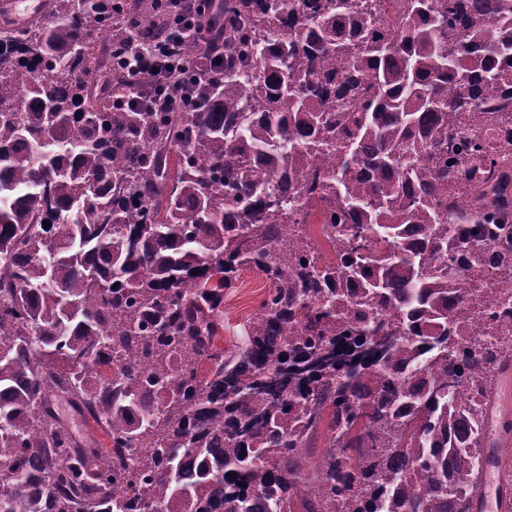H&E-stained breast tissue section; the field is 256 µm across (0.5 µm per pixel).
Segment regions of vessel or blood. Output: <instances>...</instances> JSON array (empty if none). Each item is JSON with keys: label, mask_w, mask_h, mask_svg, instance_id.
I'll return each instance as SVG.
<instances>
[{"label": "vessel or blood", "mask_w": 512, "mask_h": 512, "mask_svg": "<svg viewBox=\"0 0 512 512\" xmlns=\"http://www.w3.org/2000/svg\"><path fill=\"white\" fill-rule=\"evenodd\" d=\"M34 0H0V18L24 23L35 10ZM512 356L492 380L490 412L486 422V463L478 478L474 512H512V485L501 482V475L512 468Z\"/></svg>", "instance_id": "vessel-or-blood-1"}]
</instances>
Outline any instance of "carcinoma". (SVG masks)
<instances>
[{
    "mask_svg": "<svg viewBox=\"0 0 512 512\" xmlns=\"http://www.w3.org/2000/svg\"><path fill=\"white\" fill-rule=\"evenodd\" d=\"M137 9L0 39V512H473L488 395L455 393L507 351L457 312L466 268L512 277V0H224V83L163 116L92 85L101 34L155 38ZM246 268L268 288L220 349ZM56 410L61 417L69 422L76 438L84 445L94 444L98 446L95 448H105L107 438L100 426L88 420L85 416L83 418L77 417L66 401L62 399L57 402ZM86 430H90L93 433L89 440L84 436Z\"/></svg>",
    "mask_w": 512,
    "mask_h": 512,
    "instance_id": "1",
    "label": "carcinoma"
}]
</instances>
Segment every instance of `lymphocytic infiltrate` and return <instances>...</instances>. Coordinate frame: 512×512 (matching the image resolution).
Wrapping results in <instances>:
<instances>
[{
  "label": "lymphocytic infiltrate",
  "mask_w": 512,
  "mask_h": 512,
  "mask_svg": "<svg viewBox=\"0 0 512 512\" xmlns=\"http://www.w3.org/2000/svg\"><path fill=\"white\" fill-rule=\"evenodd\" d=\"M162 30L152 43L127 46L113 56L115 70L135 76L140 91L133 97H117L118 107L144 112H195L200 103L189 89L206 80L221 84L224 80V35L217 32V11L224 0H151ZM194 34L206 46L202 69L185 65L183 43L186 34Z\"/></svg>",
  "instance_id": "lymphocytic-infiltrate-1"
}]
</instances>
